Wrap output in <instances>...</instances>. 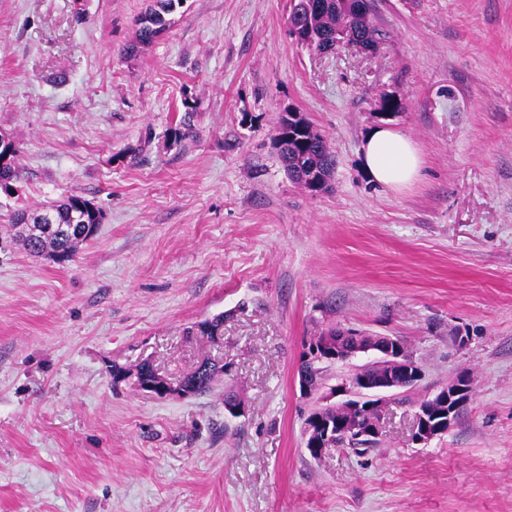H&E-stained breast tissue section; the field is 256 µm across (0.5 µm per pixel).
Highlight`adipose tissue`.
Here are the masks:
<instances>
[{
  "label": "adipose tissue",
  "mask_w": 512,
  "mask_h": 512,
  "mask_svg": "<svg viewBox=\"0 0 512 512\" xmlns=\"http://www.w3.org/2000/svg\"><path fill=\"white\" fill-rule=\"evenodd\" d=\"M363 166L378 184L401 191L418 182L425 166L418 145L390 127L373 129L361 146Z\"/></svg>",
  "instance_id": "adipose-tissue-1"
}]
</instances>
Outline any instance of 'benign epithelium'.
<instances>
[{
	"mask_svg": "<svg viewBox=\"0 0 512 512\" xmlns=\"http://www.w3.org/2000/svg\"><path fill=\"white\" fill-rule=\"evenodd\" d=\"M305 360L322 359L347 360L358 354L376 355L378 372L372 376L360 371L349 384L330 388L321 397L325 405L317 408L307 418L304 431V445L308 454L321 458L325 451L336 445L339 437L354 436L357 440L374 442L381 435L383 421L388 408L387 393L415 386L423 377L417 361L408 353L404 344L385 335L367 336L363 332L336 330V339L324 335L319 342L307 347ZM158 384L139 383V387L156 395L184 397L187 394L183 381L170 382L160 373H155ZM473 395V384L466 374L457 376L452 382L435 394L423 399L414 414L415 425L410 440L415 444H427L447 432L454 424L457 412L466 406ZM365 408L374 412L367 424L352 423L348 419L336 418L331 421L326 413H352Z\"/></svg>",
	"mask_w": 512,
	"mask_h": 512,
	"instance_id": "benign-epithelium-1",
	"label": "benign epithelium"
}]
</instances>
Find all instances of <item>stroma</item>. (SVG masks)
I'll return each instance as SVG.
<instances>
[{
	"label": "stroma",
	"mask_w": 512,
	"mask_h": 512,
	"mask_svg": "<svg viewBox=\"0 0 512 512\" xmlns=\"http://www.w3.org/2000/svg\"><path fill=\"white\" fill-rule=\"evenodd\" d=\"M152 2L0 0V512H512V0H375L372 55L298 44L290 0H183L127 53ZM288 108L336 155L325 191L284 168ZM381 122L424 154L408 190L361 166ZM70 194L105 216L71 260L14 242L15 212ZM334 326L400 338L424 377L372 447L316 460L297 370ZM206 359L209 392L136 383ZM462 373L471 402L413 444ZM9 136L0 133V168H4L6 164L9 162L10 153L12 150V145ZM4 149V152L1 154V151ZM17 156V150L14 152V155L10 159V166L7 168H4L0 172V180L1 179H8L10 181H15L18 179L19 176V170L18 166L16 165L15 158ZM147 368H150L154 373L156 378L160 380L161 383L159 384H152V383H142L139 379V375L142 370H145ZM137 377V384L142 390L149 391L150 393L159 395V396H178V397H185L188 391H185V385L183 384V378L179 380L176 384L170 382L168 379H166L163 375H161L158 370L151 364L150 362H145L140 365V367L137 370L136 373ZM163 394V395H162ZM165 396V397H166ZM164 397V396H163ZM472 395V380L468 375L461 374L432 396L420 401L414 414L415 425L410 440L415 444H428L447 432L454 424L457 412L468 404Z\"/></svg>",
	"instance_id": "35a3bbf8"
}]
</instances>
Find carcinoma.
<instances>
[{"instance_id": "carcinoma-1", "label": "carcinoma", "mask_w": 512, "mask_h": 512, "mask_svg": "<svg viewBox=\"0 0 512 512\" xmlns=\"http://www.w3.org/2000/svg\"><path fill=\"white\" fill-rule=\"evenodd\" d=\"M175 0H157L158 9H149L137 21L136 40L128 50L134 52L162 34L168 22L165 14L173 10ZM373 0H291L289 31L295 40L318 55L329 54L340 46L350 47L361 53L374 52L382 39L381 30L374 23ZM276 140L288 175L301 182L300 174L316 177L322 188H327L336 166L335 156L329 151L324 138L315 132L304 117L294 120L288 115L280 118ZM88 199L70 194L49 208L57 224L79 226L103 223L102 212L92 213L85 208ZM85 236L58 230L42 231L24 242L33 254H74ZM224 367L213 364L199 374L192 370L186 379L192 382L193 394L205 393L212 388L218 373Z\"/></svg>"}]
</instances>
